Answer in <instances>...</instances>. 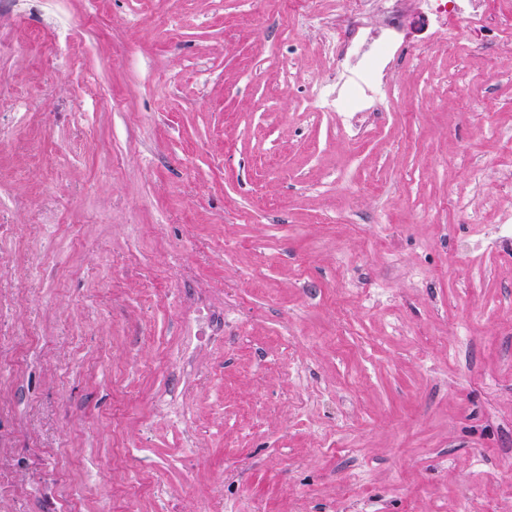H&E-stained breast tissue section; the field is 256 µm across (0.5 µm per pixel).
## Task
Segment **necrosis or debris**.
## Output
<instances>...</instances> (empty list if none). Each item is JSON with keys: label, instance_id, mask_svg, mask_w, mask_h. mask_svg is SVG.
Here are the masks:
<instances>
[{"label": "necrosis or debris", "instance_id": "4bbe7bcc", "mask_svg": "<svg viewBox=\"0 0 512 512\" xmlns=\"http://www.w3.org/2000/svg\"><path fill=\"white\" fill-rule=\"evenodd\" d=\"M349 15L336 18L318 13L326 35L323 50L336 61L333 84L326 101L330 111L342 113L343 129L357 132L367 112L382 111L378 87L395 58L401 20L412 12L434 33L453 24L475 29L486 20L485 0H352ZM42 449L28 448L23 454L0 453V512H25L26 493L15 486L19 470L37 471Z\"/></svg>", "mask_w": 512, "mask_h": 512}]
</instances>
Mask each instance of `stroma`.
I'll return each instance as SVG.
<instances>
[{"instance_id": "1", "label": "stroma", "mask_w": 512, "mask_h": 512, "mask_svg": "<svg viewBox=\"0 0 512 512\" xmlns=\"http://www.w3.org/2000/svg\"><path fill=\"white\" fill-rule=\"evenodd\" d=\"M511 10L408 16L354 141L277 0H0V448L60 512H512Z\"/></svg>"}]
</instances>
